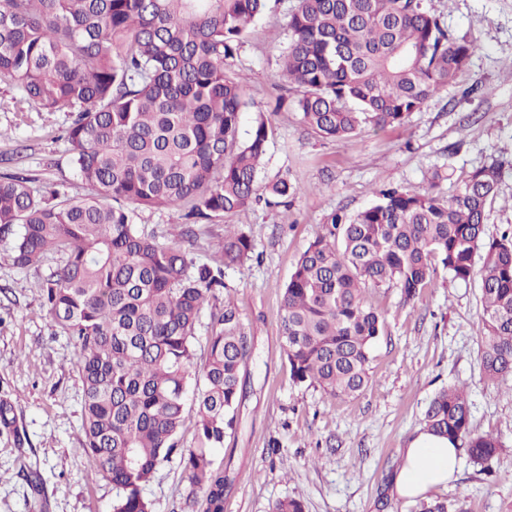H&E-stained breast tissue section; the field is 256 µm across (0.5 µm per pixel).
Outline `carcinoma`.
<instances>
[{"mask_svg": "<svg viewBox=\"0 0 512 512\" xmlns=\"http://www.w3.org/2000/svg\"><path fill=\"white\" fill-rule=\"evenodd\" d=\"M266 5L0 0V78L45 110L75 113L70 161L94 191L71 200L51 185L37 196L29 178L0 176V235L14 236L8 259L18 268L58 256L41 288L76 349L82 451L116 490L112 512H153L143 489L175 456L204 491V512H223L227 478L215 451L237 426L252 345L228 298L211 313L206 361L194 372L196 328L204 306L229 289L224 268L250 260L254 244L227 224L214 244L219 258L199 262L190 246L197 225L265 195L290 203L300 193L288 177L260 184L271 130L259 112L241 131L245 89L225 67ZM288 29L280 68L298 90L302 123L340 142L404 123L467 71L474 53L421 0H299ZM504 167L495 160L472 169L446 200L390 187L352 216L331 215L283 288L280 332L293 383L334 400L364 391L385 327L366 291L396 286L410 299L442 269L480 278L482 373L512 389V233L484 231ZM174 206L184 208L175 232L136 223L140 209ZM190 404L195 446L183 452L177 436ZM424 422L478 465L500 449L472 431L460 388L437 393Z\"/></svg>", "mask_w": 512, "mask_h": 512, "instance_id": "carcinoma-1", "label": "carcinoma"}]
</instances>
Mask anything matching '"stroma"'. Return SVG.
I'll list each match as a JSON object with an SVG mask.
<instances>
[{"instance_id": "35a3bbf8", "label": "stroma", "mask_w": 512, "mask_h": 512, "mask_svg": "<svg viewBox=\"0 0 512 512\" xmlns=\"http://www.w3.org/2000/svg\"><path fill=\"white\" fill-rule=\"evenodd\" d=\"M298 2L268 0L229 65L246 81L248 115L263 112L272 129L261 183L287 176L302 193L289 206L262 203L201 225L193 249L209 259L229 223L250 229L255 245L252 260L224 277L254 344L237 429L216 452L229 476L224 512H272L285 498L302 501L305 512H420L425 500L447 501L450 512H512V391L482 377L478 279L441 270L408 301L396 287L369 289L385 334L372 352L371 385L344 401L293 384L280 338L282 287L331 214L361 211L386 186L426 193L435 181L446 198L466 172L512 156V0H422L474 44L468 71L404 124L348 143L307 130L293 105L297 92L281 75L288 14ZM72 119L0 78V174L32 177L37 191L54 182L70 199L88 197L64 138ZM10 246L0 240V512H112L115 490L80 449L76 352L39 288L57 260L19 269L7 258ZM452 386L467 393L473 431L498 437L502 449L486 468L461 457L455 479L424 499L392 496L403 449L434 396ZM143 493L153 512H203V491L175 461L160 466Z\"/></svg>"}]
</instances>
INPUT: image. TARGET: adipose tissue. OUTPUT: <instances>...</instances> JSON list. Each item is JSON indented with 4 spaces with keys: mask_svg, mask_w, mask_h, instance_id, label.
Segmentation results:
<instances>
[{
    "mask_svg": "<svg viewBox=\"0 0 512 512\" xmlns=\"http://www.w3.org/2000/svg\"><path fill=\"white\" fill-rule=\"evenodd\" d=\"M457 462V451L451 440L419 431L403 450L393 491L400 498H415L447 486Z\"/></svg>",
    "mask_w": 512,
    "mask_h": 512,
    "instance_id": "1",
    "label": "adipose tissue"
}]
</instances>
